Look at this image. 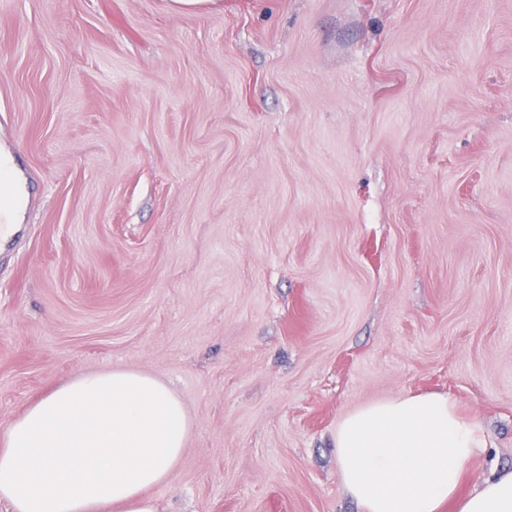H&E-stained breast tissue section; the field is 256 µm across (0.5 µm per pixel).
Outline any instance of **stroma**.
Returning <instances> with one entry per match:
<instances>
[{
  "label": "stroma",
  "mask_w": 512,
  "mask_h": 512,
  "mask_svg": "<svg viewBox=\"0 0 512 512\" xmlns=\"http://www.w3.org/2000/svg\"><path fill=\"white\" fill-rule=\"evenodd\" d=\"M0 432L125 367L158 512H362L333 436L448 394L512 469V0H0Z\"/></svg>",
  "instance_id": "1"
}]
</instances>
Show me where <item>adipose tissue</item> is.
<instances>
[{
	"instance_id": "adipose-tissue-1",
	"label": "adipose tissue",
	"mask_w": 512,
	"mask_h": 512,
	"mask_svg": "<svg viewBox=\"0 0 512 512\" xmlns=\"http://www.w3.org/2000/svg\"><path fill=\"white\" fill-rule=\"evenodd\" d=\"M172 390L115 367L43 395L0 437V500L12 512H157L150 488L170 483L190 433ZM485 442L479 421L447 395L406 394L338 422L342 482L363 512H512V470L463 497L465 465Z\"/></svg>"
}]
</instances>
